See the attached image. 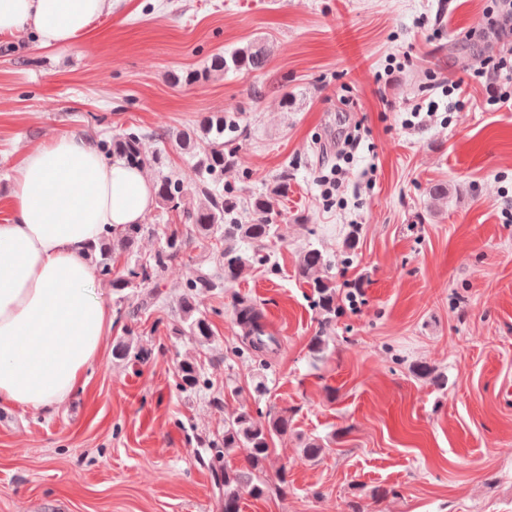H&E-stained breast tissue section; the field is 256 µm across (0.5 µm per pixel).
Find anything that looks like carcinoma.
Returning a JSON list of instances; mask_svg holds the SVG:
<instances>
[{"mask_svg":"<svg viewBox=\"0 0 512 512\" xmlns=\"http://www.w3.org/2000/svg\"><path fill=\"white\" fill-rule=\"evenodd\" d=\"M270 62V49L266 42H248L224 54L216 55L204 70L187 71L173 76L174 82L185 85L207 80L212 73L229 71H261ZM235 128V121L222 116L204 120L205 140L198 141L193 131L181 137V149L195 159L193 167L197 180L194 193L203 197V202L194 206L187 202L189 189L178 178L160 176L155 183V197L159 207L182 213L188 224L187 234L172 230L159 237L157 248L148 255L138 249L139 241L155 233L152 224H129L124 232L104 238L91 245L88 260L96 267L100 279L112 287L119 313L131 320L154 306L160 294L154 289L157 277L168 264L187 253L193 240L212 242L215 247L216 271L195 269L186 279L184 291L179 299L178 317L171 333L174 336H192L199 342H209L213 332L208 318L197 304L198 296L244 279L252 269V261L241 249V243L264 244L275 236L272 222L274 207L279 198L288 194V175H282L268 192L255 196L250 202V219L245 222L232 221L229 216L236 210L234 198L224 195L220 183L224 170L234 164V150L224 149V131ZM146 137L140 130H127L112 137V154L123 157L132 165L162 168L165 157L158 152L152 157L143 154L140 143ZM126 258L122 269L115 270L112 255ZM296 273L317 296L316 303L323 325L336 318V282L328 275L327 261L323 253L311 247L301 253ZM235 320L246 339V350L252 357L265 361V356L274 352L277 338L265 330L262 315L257 308L239 301L234 306ZM112 356L120 361L141 362L147 352L132 346L127 341H118L112 348ZM179 387L184 391L196 390L207 385L201 368L184 361L178 367ZM290 418L288 410L280 409L265 414L252 413L248 409L224 421V432L211 442L217 448H247L248 468L233 470L224 468L219 485L222 490L224 512H240L243 494L260 497L267 491L264 480V465L275 438L288 434Z\"/></svg>","mask_w":512,"mask_h":512,"instance_id":"cac0c4a2","label":"carcinoma"}]
</instances>
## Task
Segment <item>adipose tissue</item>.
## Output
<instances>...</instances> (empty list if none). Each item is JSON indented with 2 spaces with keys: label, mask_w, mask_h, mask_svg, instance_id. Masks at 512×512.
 <instances>
[{
  "label": "adipose tissue",
  "mask_w": 512,
  "mask_h": 512,
  "mask_svg": "<svg viewBox=\"0 0 512 512\" xmlns=\"http://www.w3.org/2000/svg\"><path fill=\"white\" fill-rule=\"evenodd\" d=\"M111 12L112 0H0V39L27 29L43 47L67 45ZM154 204L148 174L97 139L73 132L26 153L0 224V404L59 406L99 360L112 312L90 291L86 252Z\"/></svg>",
  "instance_id": "obj_1"
}]
</instances>
